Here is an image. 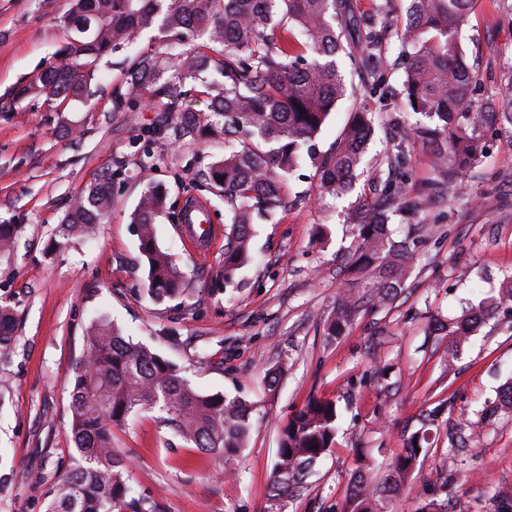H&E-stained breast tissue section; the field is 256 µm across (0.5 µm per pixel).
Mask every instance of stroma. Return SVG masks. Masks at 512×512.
Returning a JSON list of instances; mask_svg holds the SVG:
<instances>
[{"label": "stroma", "mask_w": 512, "mask_h": 512, "mask_svg": "<svg viewBox=\"0 0 512 512\" xmlns=\"http://www.w3.org/2000/svg\"><path fill=\"white\" fill-rule=\"evenodd\" d=\"M73 6L0 0V222L18 227L13 252L0 254V302L19 323L14 344L0 352V512H46L51 486L73 461L69 378L83 329L98 315L176 364L199 391L238 395L252 407L247 445L230 461L166 434L150 412L113 430L130 484L161 512H268L280 429L312 399L335 401L342 431L284 512H344L357 458L388 464L435 407L441 414L432 445L400 490L396 512H417L423 486L441 483L450 512H512V413L493 405L496 389L512 377V311L487 321L453 358L447 338L424 333L430 317L459 315L512 273V136L490 135L486 158L463 178L460 194L429 192L437 178L433 150L410 149L402 172L421 203L413 273L394 301L365 299L345 335L331 339L324 326L336 295L355 285L351 216L372 198L371 177L386 168L393 139L420 121L401 100L405 59L396 32L379 46L386 98L372 92L367 70L339 57L348 93L317 139L327 150L353 109L376 112L355 190L342 199L324 195L313 163L303 160L277 223L254 226L253 262L217 291L211 279L224 242L197 256L180 216L196 197L209 202L213 225L224 224V195L208 179L224 157L223 122L197 100L199 133L176 142L169 127L180 104L163 88L135 102L118 99L134 56L165 51L158 32H142L99 61L104 80L90 105L18 97L59 62ZM511 6L475 0L458 34L466 63L489 89L512 66V26L502 13ZM100 179L111 183L112 208L97 237L54 246L75 195ZM151 183L167 196L158 243L190 288L158 303L143 295L131 222ZM272 366L283 373L270 392L263 379Z\"/></svg>", "instance_id": "1"}]
</instances>
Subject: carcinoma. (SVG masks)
I'll use <instances>...</instances> for the list:
<instances>
[{"mask_svg":"<svg viewBox=\"0 0 512 512\" xmlns=\"http://www.w3.org/2000/svg\"><path fill=\"white\" fill-rule=\"evenodd\" d=\"M398 35L408 48L404 96L407 108L424 117L413 135L403 137L394 163H406L410 142L434 147L436 185L458 189L459 173L477 166L487 151L485 131L512 133V66L504 91H488L482 78L462 63L456 35L473 0H406ZM386 6L362 19L350 0H75L69 20L81 39L38 80L21 90L49 102H81L97 73V61L143 31L156 30L167 41L192 33L219 47L213 57L189 52L180 59L142 53L125 74L127 95L142 97L164 81L183 115L195 112L186 82L205 89L211 116L224 120L228 145L224 159L208 174L224 193V259L214 273L217 284L232 285L240 269L253 261L252 225L273 223L285 206L290 175L302 153L313 161L324 193L343 198L353 189L367 145L376 128V113L360 107L351 113L336 142L325 153L316 139L346 92L336 63L343 39L352 34L362 48L360 63L383 82L379 69L378 29L385 27ZM224 77L208 81L209 70ZM223 181H217V178ZM378 197L368 203L357 223L352 270L365 283L346 289L336 313L325 324L333 338L348 329L363 299L394 300L410 277V262L421 240L415 233L395 240L388 231L393 216L406 217L418 205L408 197L404 180L375 175ZM165 192L148 185L132 213L145 260L146 294L154 301L177 299L187 291L184 273L157 243L155 224ZM112 205L107 181L94 182L74 198L57 236L68 241L95 235ZM16 226L0 224V253L10 251ZM512 309V278L498 293L450 320L436 316L432 332L448 337L450 346L465 343L472 332L500 310ZM18 321L0 305V351L16 339ZM69 428L77 457L49 491L47 512H159L150 499L135 493L128 467L112 452V428L143 412L156 413L160 427L192 448L219 453L229 460L244 447L251 430V406L221 392L203 393L191 386L175 364L142 343H134L103 317L85 329L83 354L70 378ZM427 413L422 427L407 437L403 451L385 469L373 462L356 468L350 512H393L392 501L430 446ZM336 402L311 400L281 430L272 473L270 512L300 494L315 464L336 444Z\"/></svg>","mask_w":512,"mask_h":512,"instance_id":"1","label":"carcinoma"}]
</instances>
